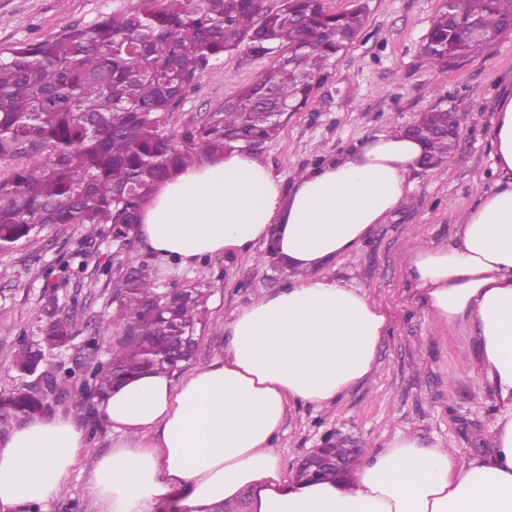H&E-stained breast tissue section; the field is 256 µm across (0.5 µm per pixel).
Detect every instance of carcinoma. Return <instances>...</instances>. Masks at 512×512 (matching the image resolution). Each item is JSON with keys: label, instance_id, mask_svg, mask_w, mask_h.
<instances>
[{"label": "carcinoma", "instance_id": "1", "mask_svg": "<svg viewBox=\"0 0 512 512\" xmlns=\"http://www.w3.org/2000/svg\"><path fill=\"white\" fill-rule=\"evenodd\" d=\"M364 6L331 13L325 0H137L130 10L0 52V249L47 227L80 224L91 240L101 226L132 233L156 187L200 159L273 138L285 111L308 104L312 82L358 36ZM512 0H450L432 21L423 54L432 67L463 60L496 41L475 38L478 23L500 32ZM249 48L282 51L200 124L176 128V110L200 75L224 54ZM437 107L409 131L427 160L448 159L451 139ZM115 314L102 322L123 336L108 358L87 368L75 390L69 378L42 371L37 392L0 398V420L41 414L50 399L74 394L81 407L102 400L114 382L142 371L170 373L191 359L205 314L200 288L165 289L148 264L126 280ZM40 332L52 349L79 333L78 318L52 310ZM24 375L40 369L41 349L13 355Z\"/></svg>", "mask_w": 512, "mask_h": 512}]
</instances>
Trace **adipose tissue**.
<instances>
[{"instance_id": "obj_1", "label": "adipose tissue", "mask_w": 512, "mask_h": 512, "mask_svg": "<svg viewBox=\"0 0 512 512\" xmlns=\"http://www.w3.org/2000/svg\"><path fill=\"white\" fill-rule=\"evenodd\" d=\"M500 178L457 227L454 244L420 247L408 273L437 326L464 336L472 374L498 408L492 449L461 460L401 434L342 479L286 478L272 443L290 404L333 402L372 374L387 312L357 288L318 275L408 200L425 146L398 131L295 180L290 192L252 151L231 149L181 170L155 191L139 231L163 262L270 240L297 272L241 310L230 345L174 378L142 373L99 405L111 451L90 493L100 512H155L182 491L181 512H211L250 491L253 512H512V96L492 131ZM86 444L72 418L35 415L0 438V512H32L68 485Z\"/></svg>"}]
</instances>
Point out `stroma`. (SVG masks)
<instances>
[{
	"label": "stroma",
	"instance_id": "obj_1",
	"mask_svg": "<svg viewBox=\"0 0 512 512\" xmlns=\"http://www.w3.org/2000/svg\"><path fill=\"white\" fill-rule=\"evenodd\" d=\"M364 25L352 45L332 60L328 77L308 105L289 113L278 134L257 157L290 189L298 174L351 151L370 135L413 123L435 106L462 116L451 158L414 176L406 205L373 225L350 254L322 268V275L361 289L390 315L379 342L375 370L329 406L292 404L274 441L286 476L324 435L336 432L361 448L383 447L396 433L426 447L457 449L468 460L491 448L495 407L488 389L469 375L463 337L442 331L418 304L407 271L416 245H449L467 209L496 186L491 134L501 96L512 91V36L498 40L456 66L430 67L423 41L443 0H365ZM135 0H0V49L44 39L126 11ZM272 53L225 54L203 73L177 110V122L202 121L275 61ZM161 262L144 240L122 249L111 234L84 240L76 224L45 228L39 235L0 250V395L20 387L12 355L19 344L39 341L46 313L78 314L81 333L66 350L46 356L48 367L79 369L92 357L106 358L112 337L98 336L102 320L116 308L111 269ZM293 271L267 243L240 254L209 256L171 275L177 285H199L207 293V318L198 333L192 366L223 355L226 323L262 296L276 294ZM97 337L98 354L83 346ZM47 415L72 417L86 446L67 488L33 512H97L89 475L112 449V431L97 413L73 397L50 401Z\"/></svg>",
	"mask_w": 512,
	"mask_h": 512
}]
</instances>
